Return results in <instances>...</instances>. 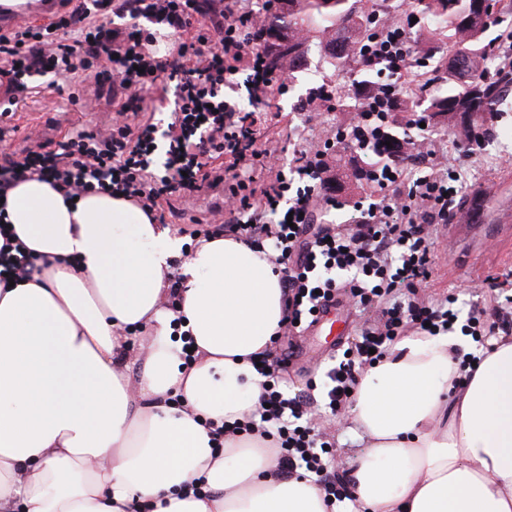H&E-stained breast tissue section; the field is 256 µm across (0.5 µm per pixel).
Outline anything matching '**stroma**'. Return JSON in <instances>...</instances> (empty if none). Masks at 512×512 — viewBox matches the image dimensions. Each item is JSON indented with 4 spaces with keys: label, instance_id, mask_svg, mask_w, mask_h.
<instances>
[{
    "label": "stroma",
    "instance_id": "1",
    "mask_svg": "<svg viewBox=\"0 0 512 512\" xmlns=\"http://www.w3.org/2000/svg\"><path fill=\"white\" fill-rule=\"evenodd\" d=\"M318 60V55H311L310 69L299 73L284 94L274 93L258 101L243 83L232 92L242 112L265 110L259 139L263 147L275 151L280 168L285 170L291 168L297 151L317 138L335 137L351 119L350 114H342L330 126L326 123V107L302 109L301 100L316 81L312 66ZM35 83V89L23 95L13 116L0 125L8 150L26 149L30 136L36 134L47 150L55 151L62 140L61 129L111 125V84L87 82L77 87V94L97 103L95 116L89 119L78 105L69 102L65 82L39 77ZM501 110L503 117L491 129L483 150H469L464 141L454 142L438 133L425 141L426 148L435 150V157L406 165L408 176L415 179L431 173L437 158L462 160L460 198L454 203L452 217L457 232L451 236L440 231L427 292L435 298L455 294L463 309L494 303L496 294L488 288L489 280H497L512 291V255L502 257L497 253L503 237L512 236V98L505 100ZM223 219L224 187L220 184L204 187L194 196L173 197L165 209V223L174 232L191 228L196 220L218 223ZM477 257L482 258L484 266L481 275L475 277L471 263ZM279 348L292 355L283 380V389L289 394L297 393L314 374L325 373L337 350L335 336L323 331L282 337Z\"/></svg>",
    "mask_w": 512,
    "mask_h": 512
}]
</instances>
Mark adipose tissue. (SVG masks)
Instances as JSON below:
<instances>
[{
	"instance_id": "ef3b65f1",
	"label": "adipose tissue",
	"mask_w": 512,
	"mask_h": 512,
	"mask_svg": "<svg viewBox=\"0 0 512 512\" xmlns=\"http://www.w3.org/2000/svg\"><path fill=\"white\" fill-rule=\"evenodd\" d=\"M0 215L36 266L0 277V512H324L314 479L274 474L262 438L210 433L253 408L252 362L283 317L262 253L201 239L174 293L183 240L131 199L20 179ZM461 344L404 337L361 379L352 512H512V336L453 394Z\"/></svg>"
}]
</instances>
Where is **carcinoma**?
Here are the masks:
<instances>
[{
	"mask_svg": "<svg viewBox=\"0 0 512 512\" xmlns=\"http://www.w3.org/2000/svg\"><path fill=\"white\" fill-rule=\"evenodd\" d=\"M250 12L263 17L262 27L273 48L267 50L272 71L293 74L308 65L314 42L325 44L328 65L346 74L347 85L322 80L307 91L306 101H336V107L356 112L364 104L361 90L373 86L379 66H368L359 54L360 43L371 38L372 14L365 0H279V7L267 10L269 0H246ZM389 14L407 18H429L438 22L439 32L419 33L411 40L415 59L429 65L414 72L413 102L421 109L426 124L424 135L461 129L470 149L481 150L496 116L497 106L512 82L493 69L492 43L485 33L494 20L499 0H387ZM450 44L451 52L430 47L434 36ZM419 124V121L412 122ZM391 119V135L365 151L362 164L349 170L342 157L336 158V189L353 190L377 185L375 172L383 166L400 165L413 157L414 138L410 124ZM391 145H386V141Z\"/></svg>",
	"mask_w": 512,
	"mask_h": 512,
	"instance_id": "obj_1",
	"label": "carcinoma"
}]
</instances>
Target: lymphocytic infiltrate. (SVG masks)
<instances>
[{"label":"lymphocytic infiltrate","mask_w":512,"mask_h":512,"mask_svg":"<svg viewBox=\"0 0 512 512\" xmlns=\"http://www.w3.org/2000/svg\"><path fill=\"white\" fill-rule=\"evenodd\" d=\"M134 15L148 25L112 28L105 17L113 0H80L69 13L45 27L0 32V113L18 104L16 94L37 76L74 82L80 76L112 79L120 89L111 129L68 131L59 151L26 149L0 153V193L18 178L51 179L67 198L90 192L135 198L146 214L162 220L163 205L178 191L224 186V221L204 229V237L227 235L264 246L279 270L283 288L282 328L300 333L330 306L347 300L368 317L341 358L325 373L324 384L308 381L307 392L287 396L280 388L288 354L267 352L263 390L245 419L212 430L217 439L256 434L276 453V471L288 479L315 477L327 512L352 500L351 479L333 466L336 444L314 433L319 412L339 416L348 406L358 378L387 355L408 330L427 336L461 334L483 343L485 337L512 332V296L491 305L457 306L455 296L427 301L420 290L431 276L439 225L448 223L458 193L459 159L440 162L427 176L410 179L394 166L377 172L385 193L378 201L355 202L350 224H318L316 210L335 207L328 183L327 145L312 143L297 155L292 173L277 169L274 152L261 148L254 130L245 129L224 90L237 75L263 93L283 92L287 75L270 71L266 52L253 35L260 20L236 0H128ZM185 32L175 44V60L165 64L152 46L158 28ZM361 53L384 64L388 81L367 95L366 107L336 141L354 150L367 148V123L385 127L412 67L407 33L391 27L386 38L365 42ZM177 89L170 124L165 173L152 169L157 124L146 93L165 82ZM210 153L219 164L206 168L198 156ZM273 173L269 190L256 193L250 174ZM286 203L277 223L246 221V212L273 211ZM323 388L324 399L312 392Z\"/></svg>","instance_id":"lymphocytic-infiltrate-1"}]
</instances>
